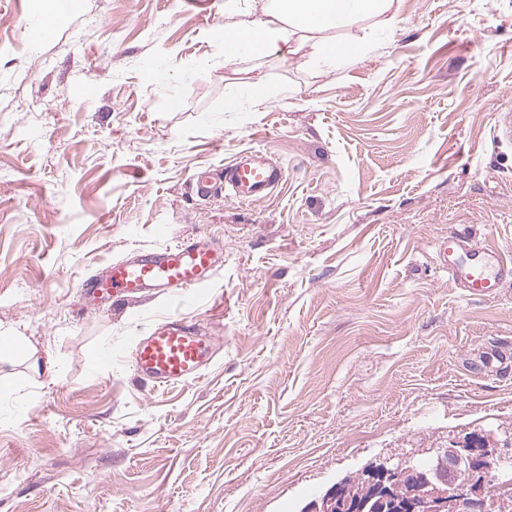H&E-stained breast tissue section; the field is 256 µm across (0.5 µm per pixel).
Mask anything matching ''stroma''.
Returning a JSON list of instances; mask_svg holds the SVG:
<instances>
[{
    "instance_id": "35a3bbf8",
    "label": "stroma",
    "mask_w": 512,
    "mask_h": 512,
    "mask_svg": "<svg viewBox=\"0 0 512 512\" xmlns=\"http://www.w3.org/2000/svg\"><path fill=\"white\" fill-rule=\"evenodd\" d=\"M53 7L0 0V512H301L376 457L512 438V283L468 298L434 255L452 227L512 252V0H403L328 32L373 44L335 69L225 65L247 0H78L30 44ZM259 78L287 98L248 105ZM254 150L284 179L242 205ZM200 236L224 267L196 305L81 298ZM177 310L218 354L142 385L132 340Z\"/></svg>"
}]
</instances>
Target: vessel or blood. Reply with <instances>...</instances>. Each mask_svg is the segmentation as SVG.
<instances>
[{
  "label": "vessel or blood",
  "mask_w": 512,
  "mask_h": 512,
  "mask_svg": "<svg viewBox=\"0 0 512 512\" xmlns=\"http://www.w3.org/2000/svg\"><path fill=\"white\" fill-rule=\"evenodd\" d=\"M282 178L280 168L255 152L231 166L224 190L231 199L251 204L266 196ZM436 254L449 279L467 296L490 297L504 281H512V254L488 244L478 245L462 230L450 229L438 242ZM223 266V249L212 240L196 237L116 262L107 275L89 278L81 287L87 294H105L117 302L132 303L156 289L174 302L190 303L200 298ZM216 348L215 337L204 335L185 318L169 314L136 336L131 364L144 383L175 385L200 378Z\"/></svg>",
  "instance_id": "obj_1"
}]
</instances>
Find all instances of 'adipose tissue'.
<instances>
[{
  "label": "adipose tissue",
  "mask_w": 512,
  "mask_h": 512,
  "mask_svg": "<svg viewBox=\"0 0 512 512\" xmlns=\"http://www.w3.org/2000/svg\"><path fill=\"white\" fill-rule=\"evenodd\" d=\"M401 0H265L260 13H245L243 19L225 27L224 60L237 62L245 55L264 56L271 51L290 49V39L298 32L319 34L313 56L320 64L335 66L340 61L360 59L365 44H341L324 40L325 32L342 29L362 18H382L393 23Z\"/></svg>",
  "instance_id": "obj_1"
}]
</instances>
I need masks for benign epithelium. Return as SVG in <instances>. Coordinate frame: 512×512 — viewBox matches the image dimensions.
<instances>
[{
  "label": "benign epithelium",
  "instance_id": "obj_1",
  "mask_svg": "<svg viewBox=\"0 0 512 512\" xmlns=\"http://www.w3.org/2000/svg\"><path fill=\"white\" fill-rule=\"evenodd\" d=\"M480 441L475 445L472 440ZM453 441L444 448H429L426 465L415 466L413 460L380 458L367 464V473L376 492L385 499L391 493L394 482L406 473L413 472L420 478L427 493L422 502L408 501L398 507L399 512H448V505L455 501L463 504L465 512H499L508 500L489 501L483 497L482 483L491 463L504 468L512 465V456L493 439L485 435ZM348 477H343L329 487L320 497L309 502L302 512H365L369 503L359 505L344 500L342 489Z\"/></svg>",
  "mask_w": 512,
  "mask_h": 512
}]
</instances>
